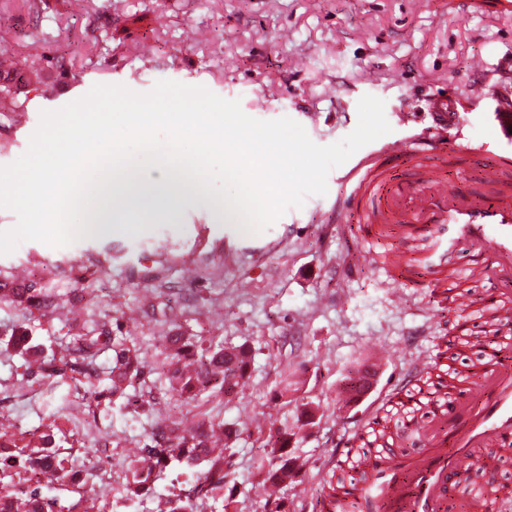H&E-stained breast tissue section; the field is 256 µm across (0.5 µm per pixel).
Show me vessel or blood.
<instances>
[{
    "instance_id": "1",
    "label": "vessel or blood",
    "mask_w": 512,
    "mask_h": 512,
    "mask_svg": "<svg viewBox=\"0 0 512 512\" xmlns=\"http://www.w3.org/2000/svg\"><path fill=\"white\" fill-rule=\"evenodd\" d=\"M454 13H512V0H451ZM495 139L502 147L495 161L481 173L491 199L475 202L434 164L420 166L417 174L398 185L383 203L366 209L367 224H428L432 230L426 250L430 266L447 263L450 253L464 249L471 270H483L497 280V288L470 294L465 299L468 318L455 325V335H472L475 315L498 313L501 301L512 295V96L496 114ZM434 149L430 134L402 138L384 145L393 157L418 159ZM379 175L370 158L360 159L344 175L354 191L374 188ZM400 425L415 439L414 454L400 456L391 449L373 452L360 483L342 488L338 502L358 505L361 512H444L448 483L480 464L496 471L500 448L512 445V328L499 327L485 348V365L476 382L458 402L436 407L432 428L415 417L419 400H434V393L405 384L399 393ZM495 500L499 512L512 505V494L484 488L470 505L481 512L485 500Z\"/></svg>"
}]
</instances>
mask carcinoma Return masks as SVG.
I'll list each match as a JSON object with an SVG mask.
<instances>
[{
    "instance_id": "cac0c4a2",
    "label": "carcinoma",
    "mask_w": 512,
    "mask_h": 512,
    "mask_svg": "<svg viewBox=\"0 0 512 512\" xmlns=\"http://www.w3.org/2000/svg\"><path fill=\"white\" fill-rule=\"evenodd\" d=\"M16 302H30L39 309L47 310L52 302L43 297L37 288H14L8 294L0 296ZM112 344V403L127 398V389L133 381L143 374L144 361L139 352L130 345L127 336L111 335V331L102 330L95 336H78L75 345L59 361L72 356L78 372L86 378L94 377L96 359L100 346ZM15 348L21 354L35 358L38 363L36 373L55 372L53 360H44L41 350L27 339L16 341ZM163 358L155 366L164 377L168 387L159 399L176 401H194L210 390L226 395L233 393L242 381L250 376L251 351L245 346L224 347L222 345L202 347L193 337L178 331L167 337ZM224 433L225 442L236 440L237 430L229 427L220 419L204 415L197 429L187 432L180 422L164 419L156 422L151 435L145 441L144 450L154 459V465L145 470L133 463L127 467V492L140 497L152 489L157 475L167 467L180 465L190 471L199 466L203 471L196 476L194 484L186 494H172L168 500L167 512H201L199 504L205 500L224 501V468L230 467L224 451H215L210 445V434L215 431ZM268 444L273 448V457L267 463L260 462L259 467L267 468V480L273 485L288 483L292 459L288 457L293 434L288 425L269 428ZM65 457L59 450L49 446H37L30 450L18 447L14 440H6L0 435V512H52L54 501L38 489L22 494L13 490L14 477L31 470L40 471L50 481H57L69 475ZM483 470L475 466L468 482L461 488V498L454 507L461 510L467 507L469 499L478 485L476 478Z\"/></svg>"
}]
</instances>
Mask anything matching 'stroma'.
<instances>
[{
	"label": "stroma",
	"mask_w": 512,
	"mask_h": 512,
	"mask_svg": "<svg viewBox=\"0 0 512 512\" xmlns=\"http://www.w3.org/2000/svg\"><path fill=\"white\" fill-rule=\"evenodd\" d=\"M24 56L30 67L0 74V166L28 148L40 113L81 98L97 84L149 92L156 82L203 86L247 104L272 91L263 121L288 117L317 145L349 135L358 102L382 99L391 127L386 141L425 133L432 99L459 100L441 130L444 165L460 190L474 193L494 161L495 114L512 78L495 73L475 105L465 103L475 58L490 64L512 52V13L456 18L448 0H0V53ZM236 65L225 71V55ZM375 80L363 81L366 72ZM319 114L310 122L306 111ZM466 139L476 151L460 153ZM325 195L288 208L264 232L249 235L216 221L205 201L177 210L174 221L149 213L142 224L60 247L24 241L0 255V289H42L49 313L0 302V432L25 441L51 436L66 452L73 477L44 484L81 512L113 506L124 483H101L99 466L126 470L155 422L194 424L209 414L238 431L224 485L238 512H322V488L338 471L336 445L346 430L371 433L402 385L406 356L435 357L451 333L461 302L443 303L427 286L423 234L400 224H363L360 205L335 214L350 189L329 172ZM400 251L402 270L380 269L387 251ZM128 331L145 362L140 394L165 381L154 366L164 338L179 329L204 344L246 346L249 378L233 394L140 409L110 403L111 351H102L93 380L65 371L30 374L14 337H29L45 356L71 348L75 337L101 327ZM391 354L364 401L346 397V383L373 348ZM85 387L87 418L69 408ZM313 407L317 424L303 430L296 475L270 493L260 460L270 458L265 431L274 419ZM110 443L96 459L97 443Z\"/></svg>",
	"instance_id": "35a3bbf8"
}]
</instances>
